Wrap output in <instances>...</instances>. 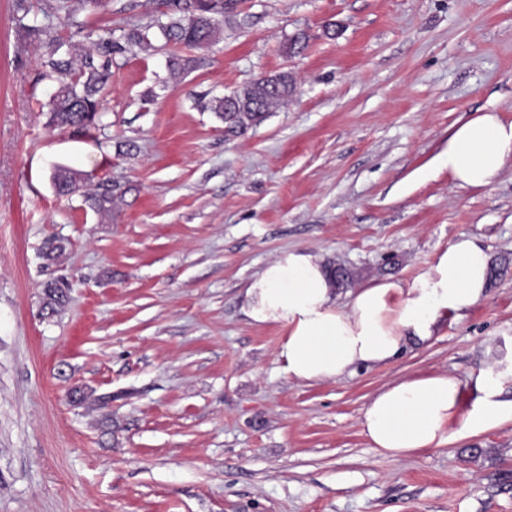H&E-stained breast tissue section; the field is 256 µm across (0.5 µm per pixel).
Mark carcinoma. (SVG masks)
Masks as SVG:
<instances>
[{"mask_svg":"<svg viewBox=\"0 0 512 512\" xmlns=\"http://www.w3.org/2000/svg\"><path fill=\"white\" fill-rule=\"evenodd\" d=\"M99 0H53L51 13L69 20ZM169 20L156 25H134L120 38L107 34L98 38L95 51L80 54L74 61L72 50H63L66 42L49 38L40 65L43 75L59 83L53 99L51 124L60 128L86 130L97 125L104 92L110 85L112 63L136 50L162 51L177 45L207 47L216 42L221 32V17L234 9L224 0H168ZM294 91V82L283 72L260 77L234 91L231 96L214 101L211 109L220 114L233 131H243L261 121V113L279 106ZM59 193L75 192L77 173L59 168L54 174Z\"/></svg>","mask_w":512,"mask_h":512,"instance_id":"1","label":"carcinoma"}]
</instances>
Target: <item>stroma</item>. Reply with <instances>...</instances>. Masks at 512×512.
Returning a JSON list of instances; mask_svg holds the SVG:
<instances>
[{"label":"stroma","mask_w":512,"mask_h":512,"mask_svg":"<svg viewBox=\"0 0 512 512\" xmlns=\"http://www.w3.org/2000/svg\"><path fill=\"white\" fill-rule=\"evenodd\" d=\"M30 4L20 23L0 0V512H512V423L405 459L360 426L379 389L433 372L463 409L485 380L512 399V164L474 189L439 163L466 115L512 122V0H239L216 43L180 48L196 68L119 60L89 131L50 124L57 82L26 28L71 26ZM163 10L79 19L117 38ZM282 72L288 105L244 133L199 105ZM462 234L490 256L486 298L386 363L296 382L285 328L242 310L281 251L409 284ZM51 283L69 290L55 313Z\"/></svg>","instance_id":"35a3bbf8"}]
</instances>
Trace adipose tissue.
Wrapping results in <instances>:
<instances>
[{
	"instance_id": "1",
	"label": "adipose tissue",
	"mask_w": 512,
	"mask_h": 512,
	"mask_svg": "<svg viewBox=\"0 0 512 512\" xmlns=\"http://www.w3.org/2000/svg\"><path fill=\"white\" fill-rule=\"evenodd\" d=\"M441 162L460 186L492 184L512 163V122L494 111L475 112L448 136ZM489 255L473 238L458 236L410 285L386 280L356 288L338 305V288L317 253L281 254L251 280L243 310L255 323H279L287 333L278 355L289 378L335 380L361 365H379L410 341L435 335L441 320L487 295ZM512 422V400L489 382L471 409L461 408V383L434 373L405 378L377 392L364 409L362 432L380 455L407 458L476 437Z\"/></svg>"
}]
</instances>
